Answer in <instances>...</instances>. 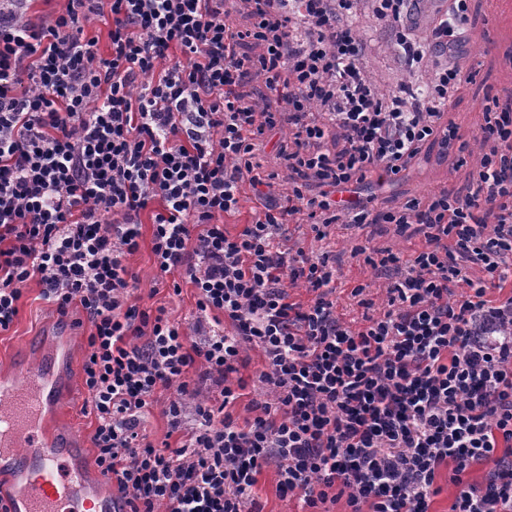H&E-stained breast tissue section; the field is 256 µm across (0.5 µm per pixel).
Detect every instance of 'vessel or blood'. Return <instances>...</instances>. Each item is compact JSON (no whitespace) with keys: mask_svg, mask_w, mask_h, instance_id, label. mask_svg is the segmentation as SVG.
<instances>
[{"mask_svg":"<svg viewBox=\"0 0 512 512\" xmlns=\"http://www.w3.org/2000/svg\"><path fill=\"white\" fill-rule=\"evenodd\" d=\"M19 384L0 372V506L7 512H117L119 492L111 479L87 464L73 434L58 435L49 415L68 408L48 387L42 369Z\"/></svg>","mask_w":512,"mask_h":512,"instance_id":"b4317fda","label":"vessel or blood"}]
</instances>
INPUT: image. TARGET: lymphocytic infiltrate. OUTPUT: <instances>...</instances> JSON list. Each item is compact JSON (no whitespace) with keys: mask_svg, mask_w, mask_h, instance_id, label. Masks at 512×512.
I'll return each instance as SVG.
<instances>
[{"mask_svg":"<svg viewBox=\"0 0 512 512\" xmlns=\"http://www.w3.org/2000/svg\"><path fill=\"white\" fill-rule=\"evenodd\" d=\"M32 2L0 5V333L29 282L60 314L80 306L83 411L122 512H262L253 488L271 465L279 495L307 512L331 500L347 512H431L446 466L448 512H512V93L485 100L466 195L383 211L362 193L368 178L396 180L424 146L447 155L459 142L442 117L462 77L451 57L467 38L468 0H450L419 38L402 25L412 0H374L405 60L431 63L426 82L388 94L365 69L356 0H237L245 30L226 0H65L39 22ZM104 14L105 57L84 34ZM250 42L260 53L244 52ZM253 72L280 110L242 101ZM283 129L284 170L265 171L260 154ZM282 180L278 207L268 199ZM246 186L263 206L232 235L222 219ZM298 215L318 241L333 224H418L428 245L407 260L358 247L388 277L379 316L364 286L352 289L368 311L352 326L336 312L329 252L281 244ZM146 218L159 279L195 290L192 327L131 301L140 279L125 260ZM300 286L307 302L289 294ZM252 348L267 393L240 421L231 376ZM192 368L212 394L189 386ZM174 385L181 397L164 415L186 435L177 447L146 428ZM490 460L471 482L470 468Z\"/></svg>","mask_w":512,"mask_h":512,"instance_id":"obj_1","label":"lymphocytic infiltrate"}]
</instances>
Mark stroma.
<instances>
[{
  "label": "stroma",
  "mask_w": 512,
  "mask_h": 512,
  "mask_svg": "<svg viewBox=\"0 0 512 512\" xmlns=\"http://www.w3.org/2000/svg\"><path fill=\"white\" fill-rule=\"evenodd\" d=\"M469 7L471 30L468 53L461 63L465 75L460 85L450 92L448 111L444 116L445 121L458 127L465 146L445 158L439 157L437 149L426 148L419 165L408 169L392 184L377 190L380 208L395 209L407 200L422 201L441 190H465L470 174L479 164L480 144L473 135L482 120L483 100L490 93L512 91V16L501 18L493 24L489 21L492 0H470ZM356 24L370 40L365 57L366 71L381 89L390 90L405 81L427 79L428 74L424 69L410 66L389 47L383 24L374 15L370 0H361ZM142 233L140 250L127 259L128 266L141 280L140 289L133 296L134 302L144 307L165 306L172 319L190 322L195 311L191 287H184L178 295L168 288H157V295H150V288H155L156 275L151 252V225H143ZM287 244L294 248H323L330 251L336 266V311L343 320L354 323L360 321L363 314L362 308L356 306L350 297L352 288L357 285H366L368 297L375 302V311L383 309L382 281L362 257L356 256V247L366 245L388 249L407 260L425 247L427 241L424 228L416 224L403 233L392 224H366L359 228L334 224L328 229L327 239L319 242L307 225L293 223L288 227ZM69 316L77 323L72 331L68 330L66 323L58 321L54 306L41 298L38 286L29 285L19 301V314L13 327L0 334V365L25 372L36 359L41 344L70 337L74 359L70 370L72 386L68 403L71 413L67 424L87 440L95 426L93 416L82 411L87 397L82 365L89 329L78 308H71ZM264 368L262 354L256 350L247 351L237 373L244 390L231 409L233 417H247L251 400L264 393L265 385L260 378Z\"/></svg>",
  "instance_id": "1"
}]
</instances>
